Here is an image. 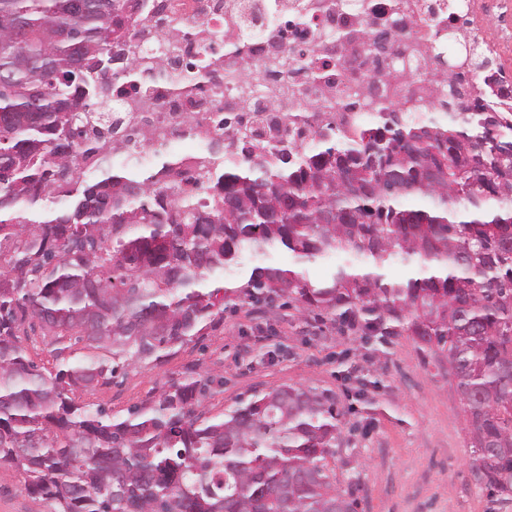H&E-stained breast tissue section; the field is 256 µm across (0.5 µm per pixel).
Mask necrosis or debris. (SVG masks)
I'll return each mask as SVG.
<instances>
[{"instance_id":"necrosis-or-debris-1","label":"necrosis or debris","mask_w":512,"mask_h":512,"mask_svg":"<svg viewBox=\"0 0 512 512\" xmlns=\"http://www.w3.org/2000/svg\"><path fill=\"white\" fill-rule=\"evenodd\" d=\"M300 0H130L128 21L141 50L139 65L149 67L153 79L150 90L154 106L137 109L141 85L116 84L109 101V115L140 111L142 129L157 126L164 139L151 146L132 139L123 159L140 163L151 157L153 149L170 150L182 141L179 132L186 117H193V139L203 143L214 137L211 122L218 113H247L251 119L285 118L291 111H316L325 92L361 89L383 94L386 85L373 72L348 61V53L336 45L332 32L356 27L363 22L392 25L399 49L419 47L411 56L405 77L396 84L393 102L405 112H420L432 101L428 39L440 33L438 47L447 51V32L464 30L471 49L491 56L496 65H512V27L495 24L489 18L488 0H362L363 11H355L353 0H320L307 11H299ZM248 34L249 54L256 60H268L285 48L310 51L324 74L311 81L302 71L288 77L274 75L273 83L288 81L295 86L293 100L256 94L239 96L225 88V73L242 75L240 58L224 50L227 41ZM208 67L199 79L193 99H177L168 93L172 80L191 74L199 60Z\"/></svg>"}]
</instances>
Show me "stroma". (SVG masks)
I'll return each instance as SVG.
<instances>
[{
  "mask_svg": "<svg viewBox=\"0 0 512 512\" xmlns=\"http://www.w3.org/2000/svg\"><path fill=\"white\" fill-rule=\"evenodd\" d=\"M191 369L224 378L204 402L212 415L280 385L332 393L344 425L330 465L340 486L356 485L359 512H512L511 502L472 480L466 417L448 367L431 362L412 337L364 345L330 322L246 304L162 365L128 370L76 397L121 416ZM51 510L26 490L22 471L0 464V512Z\"/></svg>",
  "mask_w": 512,
  "mask_h": 512,
  "instance_id": "stroma-1",
  "label": "stroma"
}]
</instances>
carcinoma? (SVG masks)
Listing matches in <instances>:
<instances>
[{"mask_svg": "<svg viewBox=\"0 0 512 512\" xmlns=\"http://www.w3.org/2000/svg\"><path fill=\"white\" fill-rule=\"evenodd\" d=\"M0 0V463L52 512H354L329 459L336 398L282 386L221 415L218 375L188 372L116 417L69 393L154 368L243 303L327 318L364 343L411 336L448 363L467 415L477 482L512 499V112L457 111L456 74L436 55L438 106L422 119L377 103L345 128L330 99L267 132L226 114L208 159L116 170L127 141L105 131L100 90L117 78L128 0ZM388 33L338 29L370 55ZM297 63L244 61L248 88ZM282 246L293 267L268 264ZM249 254V274L221 276ZM351 260L313 281L304 266ZM398 260L409 273L392 279ZM52 338L55 370L20 337ZM87 353L71 352L69 341Z\"/></svg>", "mask_w": 512, "mask_h": 512, "instance_id": "cac0c4a2", "label": "carcinoma"}]
</instances>
